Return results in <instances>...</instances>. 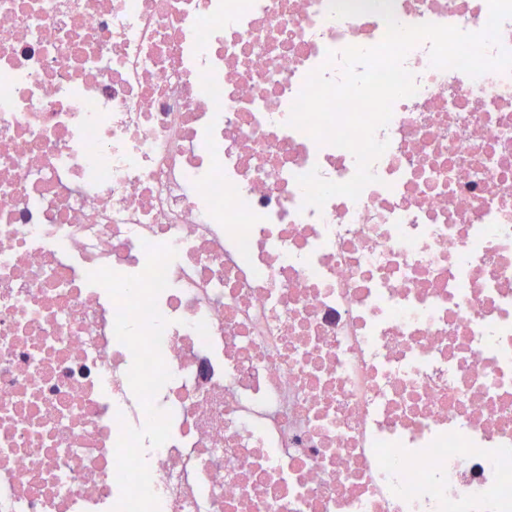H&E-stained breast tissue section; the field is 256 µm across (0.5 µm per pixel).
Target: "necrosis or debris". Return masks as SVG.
<instances>
[{"label": "necrosis or debris", "instance_id": "obj_1", "mask_svg": "<svg viewBox=\"0 0 512 512\" xmlns=\"http://www.w3.org/2000/svg\"><path fill=\"white\" fill-rule=\"evenodd\" d=\"M330 0H0V512H112L146 416L89 272L172 245L159 512H512V72L405 65L376 183L289 126L375 14ZM484 29L487 0H393Z\"/></svg>", "mask_w": 512, "mask_h": 512}]
</instances>
